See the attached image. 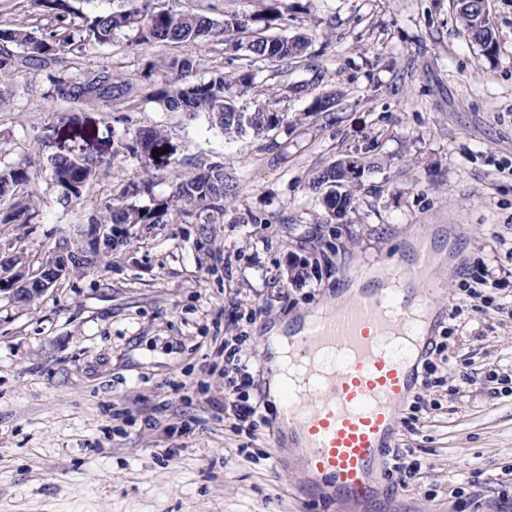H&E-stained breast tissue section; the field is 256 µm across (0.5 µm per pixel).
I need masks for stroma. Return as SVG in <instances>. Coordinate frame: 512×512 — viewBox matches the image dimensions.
I'll return each mask as SVG.
<instances>
[{
  "label": "stroma",
  "mask_w": 512,
  "mask_h": 512,
  "mask_svg": "<svg viewBox=\"0 0 512 512\" xmlns=\"http://www.w3.org/2000/svg\"><path fill=\"white\" fill-rule=\"evenodd\" d=\"M215 19L251 16L271 0H169ZM288 34L312 56L263 63L253 98L277 92L288 122L256 137L226 136L207 116L146 101L143 58L191 56L198 76L226 65L223 35L198 44L122 43L83 67L122 63L125 104L41 107L46 72L0 84V161L30 166L38 216L0 227V247L37 267L59 252L89 253L88 219L114 189L170 169L112 159L78 204L61 206L48 154L111 157L143 128L165 130L180 169L224 166L226 209L131 224L128 243L97 267L62 278L30 302L0 291V512H336L271 427L225 419L218 342L245 336L254 386L265 390L269 325L336 303L339 279L407 246L413 226L451 240L432 271L435 336L450 361L421 389L417 419H401L394 448L422 465L419 483L357 512H512V0H490L495 57L470 41L449 0H280ZM335 96L314 112V94ZM50 137L49 150L40 140ZM364 163L357 204L326 222L316 173L339 158ZM307 266L292 278L289 260ZM487 302L459 307L476 278Z\"/></svg>",
  "instance_id": "1"
}]
</instances>
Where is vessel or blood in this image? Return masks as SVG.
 Masks as SVG:
<instances>
[{
  "label": "vessel or blood",
  "mask_w": 512,
  "mask_h": 512,
  "mask_svg": "<svg viewBox=\"0 0 512 512\" xmlns=\"http://www.w3.org/2000/svg\"><path fill=\"white\" fill-rule=\"evenodd\" d=\"M412 237L410 253L391 261L388 287L362 272L363 286L303 326L289 351L296 376L279 395L278 429L340 508L375 496L432 346L433 292L415 284L427 280L434 256L423 228Z\"/></svg>",
  "instance_id": "b4317fda"
}]
</instances>
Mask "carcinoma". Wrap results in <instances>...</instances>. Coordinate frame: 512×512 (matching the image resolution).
Here are the masks:
<instances>
[{"mask_svg":"<svg viewBox=\"0 0 512 512\" xmlns=\"http://www.w3.org/2000/svg\"><path fill=\"white\" fill-rule=\"evenodd\" d=\"M122 11L95 15L91 18L73 8L69 0H31V5L53 17L49 32L36 35L24 24L0 29V83L23 71H51L50 88L44 99L64 101L83 107L112 108L124 102L132 85L116 67L87 68L77 75L69 73L73 61L86 57L96 48L109 46L116 38H124L126 46L137 50L156 43H200L221 31L243 33L247 25L230 15L223 23L204 14H185L172 8L159 7L158 0H130ZM482 0H456L455 10L472 42L484 56L494 55L496 32H489L477 22ZM264 23L263 34L250 36L247 42L237 40L236 49L246 51L244 62L226 73L211 72L198 78L197 60L191 56L150 61L141 77L150 83L147 98L170 111L193 116L204 113L211 124L224 134L251 132L256 136L288 122V113L270 108L269 103L255 100L250 108L237 105V100L254 88L257 61L299 62L308 56L309 39L302 35L288 37L280 31L288 27V18L277 9L268 8L254 18ZM168 152L161 153L162 149ZM129 153L157 164L173 166L172 192L154 201V206L138 208L126 204L130 197L149 195L151 183L132 181L117 194L106 199L89 217L91 224H160L169 213L193 215L198 207L224 210V165L215 163L208 171L188 176L179 172L175 149L167 134L159 129H144L131 142L112 152L111 159L93 156L74 159L55 154L49 160L50 182L57 200L65 207L81 200L86 187L103 167ZM338 160L322 169L312 181L320 203L330 219H342L355 208V177L343 169ZM31 178L18 166L0 167V224H29L37 216L33 192L26 190Z\"/></svg>","mask_w":512,"mask_h":512,"instance_id":"1","label":"carcinoma"}]
</instances>
